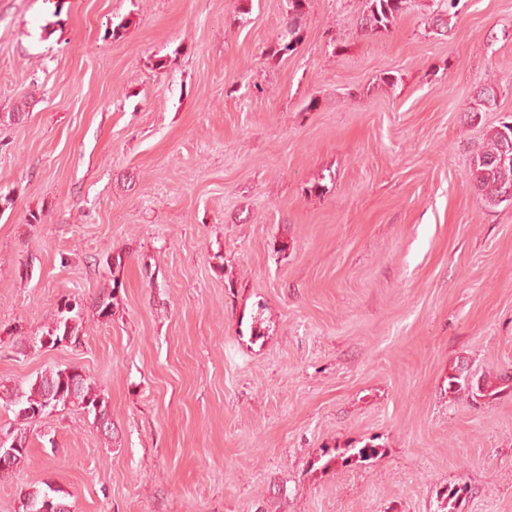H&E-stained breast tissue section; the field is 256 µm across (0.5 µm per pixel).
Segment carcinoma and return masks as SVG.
<instances>
[{
	"mask_svg": "<svg viewBox=\"0 0 512 512\" xmlns=\"http://www.w3.org/2000/svg\"><path fill=\"white\" fill-rule=\"evenodd\" d=\"M308 0H288V21L284 27V37L288 42L283 50H294L300 40L302 20L305 15V4ZM414 0H366L365 10L360 24L370 32L387 31L412 6ZM460 0H438L436 16L432 24L438 29H448L450 20L457 15ZM497 105V90L493 85H484L476 91L467 112L476 115L486 112ZM467 180L473 185L481 199L489 207L505 202L503 195L506 189L512 188V122H503L483 134V145L471 156ZM106 265L113 273V287L98 297L99 315L111 314V307L119 286L118 272L121 271L122 257L106 259ZM81 331V315L77 306L65 310L57 304L53 320L47 328V340L50 343L68 336L75 340ZM53 395L56 405L64 406L67 402L78 405L84 412L94 417L111 419L108 401L89 379L77 372L70 374L64 369L51 370L25 385L0 389V402L14 408L16 418L32 419L27 409L43 405L47 395ZM55 489H35L24 494L26 509L39 507L45 500L52 497Z\"/></svg>",
	"mask_w": 512,
	"mask_h": 512,
	"instance_id": "cac0c4a2",
	"label": "carcinoma"
}]
</instances>
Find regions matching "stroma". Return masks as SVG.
I'll list each match as a JSON object with an SVG mask.
<instances>
[{"instance_id":"1","label":"stroma","mask_w":512,"mask_h":512,"mask_svg":"<svg viewBox=\"0 0 512 512\" xmlns=\"http://www.w3.org/2000/svg\"><path fill=\"white\" fill-rule=\"evenodd\" d=\"M236 5L0 0V384L78 368L114 426L28 423L0 512H512V203L466 179L512 0L444 35L309 0L286 53L288 0ZM64 296L82 332L41 342ZM466 112L476 116L479 112H486L497 105V90L494 85H484L476 91L474 98Z\"/></svg>"}]
</instances>
